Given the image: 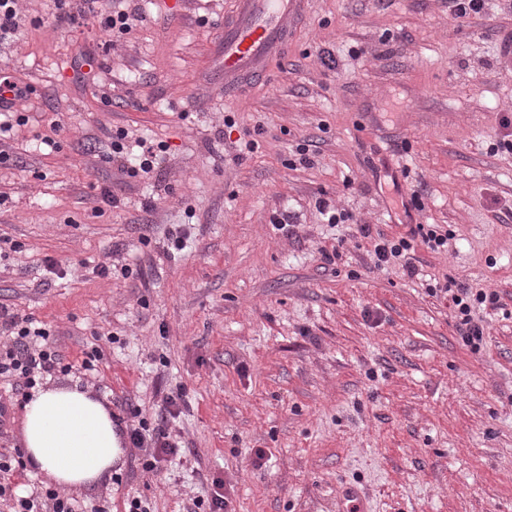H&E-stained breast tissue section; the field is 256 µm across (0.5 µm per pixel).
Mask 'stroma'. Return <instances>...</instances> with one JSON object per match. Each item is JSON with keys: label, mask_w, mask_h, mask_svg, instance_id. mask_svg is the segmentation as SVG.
Here are the masks:
<instances>
[{"label": "stroma", "mask_w": 512, "mask_h": 512, "mask_svg": "<svg viewBox=\"0 0 512 512\" xmlns=\"http://www.w3.org/2000/svg\"><path fill=\"white\" fill-rule=\"evenodd\" d=\"M123 5L146 19L110 37L18 0L0 49L32 88L0 164V307L56 330L71 369L42 387L79 384L123 419L186 393L180 457L155 475L127 449L117 479L72 497L189 512L218 476L233 512H341L347 488L368 512H512V153L491 148L512 114V0L469 18L451 0H307L266 78L230 99L234 0ZM119 128L165 144L151 177L104 161ZM246 134L257 151H237ZM415 190L422 209L404 210ZM322 199L352 223L329 228ZM361 224L452 240L417 245L411 277L375 268ZM448 277L500 295L479 352L427 290Z\"/></svg>", "instance_id": "1"}]
</instances>
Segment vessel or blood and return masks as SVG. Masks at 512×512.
<instances>
[{
  "label": "vessel or blood",
  "mask_w": 512,
  "mask_h": 512,
  "mask_svg": "<svg viewBox=\"0 0 512 512\" xmlns=\"http://www.w3.org/2000/svg\"><path fill=\"white\" fill-rule=\"evenodd\" d=\"M306 0H235L224 18V50L220 75L224 95L264 78L268 62L288 45L291 26Z\"/></svg>",
  "instance_id": "obj_1"
}]
</instances>
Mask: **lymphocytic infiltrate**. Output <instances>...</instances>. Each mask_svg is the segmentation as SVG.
Listing matches in <instances>:
<instances>
[{
  "label": "lymphocytic infiltrate",
  "mask_w": 512,
  "mask_h": 512,
  "mask_svg": "<svg viewBox=\"0 0 512 512\" xmlns=\"http://www.w3.org/2000/svg\"><path fill=\"white\" fill-rule=\"evenodd\" d=\"M98 0H53L54 13L58 22L72 24L77 17L94 15L101 29L119 34L128 33L139 16L124 10L97 14ZM127 131L119 129L110 136V151L106 162L116 165L130 176L153 173L160 164V154L164 145L150 146L137 156H130L125 140ZM363 237L373 238L374 264L385 268L394 262H402L409 275H416L417 268L411 260L416 243H423L430 250L439 251L447 247L450 235L436 224H418L411 227L408 234L399 238L373 236L369 225L359 227ZM429 293L449 295L455 307L457 328L464 344L471 351H480L486 336L485 310L499 307L497 292L477 289L467 284L446 279L428 288ZM0 323L11 330L14 344L0 352V380H7L13 395L28 396L30 389L44 376L67 372L69 366L63 355L47 345L51 331L29 317H21L0 308ZM185 402L184 389L170 392L154 412L151 419H139L131 425L129 441L132 447L142 453V468L155 474L161 473L162 463L168 456L178 454L182 443L172 432V425L181 413Z\"/></svg>",
  "instance_id": "1"
}]
</instances>
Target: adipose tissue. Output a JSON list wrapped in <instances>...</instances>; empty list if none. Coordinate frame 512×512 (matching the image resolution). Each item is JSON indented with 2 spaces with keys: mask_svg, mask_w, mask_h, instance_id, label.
Instances as JSON below:
<instances>
[{
  "mask_svg": "<svg viewBox=\"0 0 512 512\" xmlns=\"http://www.w3.org/2000/svg\"><path fill=\"white\" fill-rule=\"evenodd\" d=\"M23 444L28 464L65 490L110 479L124 460L111 411L76 386L33 392L24 406Z\"/></svg>",
  "mask_w": 512,
  "mask_h": 512,
  "instance_id": "1",
  "label": "adipose tissue"
}]
</instances>
